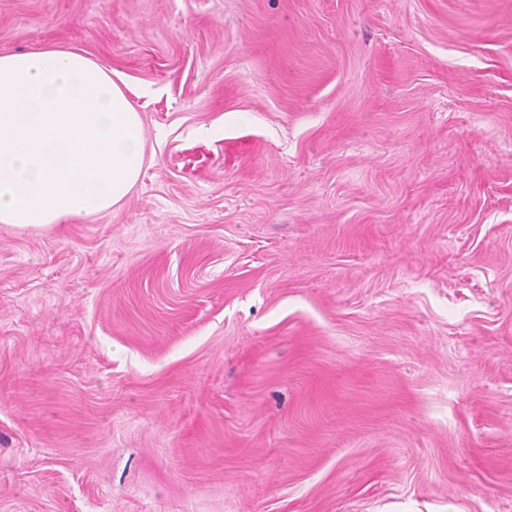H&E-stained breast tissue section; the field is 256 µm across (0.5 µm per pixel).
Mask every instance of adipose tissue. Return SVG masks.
<instances>
[{"label": "adipose tissue", "instance_id": "1", "mask_svg": "<svg viewBox=\"0 0 512 512\" xmlns=\"http://www.w3.org/2000/svg\"><path fill=\"white\" fill-rule=\"evenodd\" d=\"M120 74L59 48L0 55V223L40 228L119 204L145 166Z\"/></svg>", "mask_w": 512, "mask_h": 512}]
</instances>
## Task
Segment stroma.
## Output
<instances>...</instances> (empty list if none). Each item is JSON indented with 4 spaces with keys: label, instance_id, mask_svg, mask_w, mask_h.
I'll list each match as a JSON object with an SVG mask.
<instances>
[{
    "label": "stroma",
    "instance_id": "stroma-1",
    "mask_svg": "<svg viewBox=\"0 0 512 512\" xmlns=\"http://www.w3.org/2000/svg\"><path fill=\"white\" fill-rule=\"evenodd\" d=\"M48 47L146 164L0 225V512H512V0H0Z\"/></svg>",
    "mask_w": 512,
    "mask_h": 512
}]
</instances>
